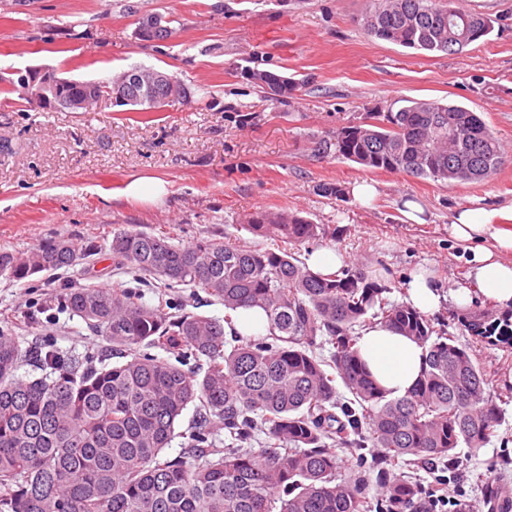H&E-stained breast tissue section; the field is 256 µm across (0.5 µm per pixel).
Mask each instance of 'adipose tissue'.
Masks as SVG:
<instances>
[{
  "mask_svg": "<svg viewBox=\"0 0 512 512\" xmlns=\"http://www.w3.org/2000/svg\"><path fill=\"white\" fill-rule=\"evenodd\" d=\"M502 214L512 219V206L501 211L465 209L453 217L452 236L477 244L468 285L451 293L457 306H469L476 292L505 305L512 303V229L499 224ZM359 348L374 378L394 394H404L414 386L422 370L423 353L410 338L376 326L362 331Z\"/></svg>",
  "mask_w": 512,
  "mask_h": 512,
  "instance_id": "ef3b65f1",
  "label": "adipose tissue"
}]
</instances>
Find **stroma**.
Masks as SVG:
<instances>
[{
    "instance_id": "35a3bbf8",
    "label": "stroma",
    "mask_w": 512,
    "mask_h": 512,
    "mask_svg": "<svg viewBox=\"0 0 512 512\" xmlns=\"http://www.w3.org/2000/svg\"><path fill=\"white\" fill-rule=\"evenodd\" d=\"M490 17L485 39L448 55L367 36L369 0H0V74L53 69L78 80H105L144 65L190 86L189 100L156 112L47 111L0 91V248L24 252L61 236L110 239L119 231L173 234L176 243L237 239L262 250L272 239L248 230L261 209H285L336 231L321 244L386 279L392 302L415 271L431 274L440 307L429 318L483 367L487 391L504 413L486 448L461 449L459 482L467 512L491 498H512V304L475 296L458 308L449 290L466 284L474 244L453 239L463 208L512 204V0H459ZM158 13L177 33L163 42L136 34L137 19ZM79 38H71V31ZM298 84L278 100L255 85L253 71ZM444 98L478 112L502 140L508 161L492 179L447 185L372 172L320 152L336 126L370 112H394L406 99ZM135 177L157 178L166 193L135 201L123 190ZM366 182V203L320 193ZM95 284L140 292L223 318L224 306L202 288H167L133 270H115L102 251L67 270L28 283L0 276V331L21 347L101 356L111 342L60 300Z\"/></svg>"
}]
</instances>
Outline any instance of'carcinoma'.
Listing matches in <instances>:
<instances>
[{"instance_id":"cac0c4a2","label":"carcinoma","mask_w":512,"mask_h":512,"mask_svg":"<svg viewBox=\"0 0 512 512\" xmlns=\"http://www.w3.org/2000/svg\"><path fill=\"white\" fill-rule=\"evenodd\" d=\"M368 36L427 53L453 54L488 36L491 20L455 0H372ZM142 87L126 73L107 81L61 88L42 105L97 104L100 89L147 104V91L169 103L154 69L136 66ZM255 84L280 82L276 96L293 94L285 75L257 72ZM338 159L372 171L430 178L450 185L485 180L505 163L502 143L478 113L438 99L406 101L396 112H374L330 133ZM255 233L275 240L260 251L235 240L172 243L170 233L112 235L117 266H130L167 288L194 285L224 304V321L142 295L98 286L77 288L63 302L112 342V362L65 360L49 349L23 353L0 334V512H368L360 472L338 477V448L380 449L386 488L380 508H413L422 487L396 467L404 462H457L462 447L477 452L496 437L502 409L486 395L480 363L417 309L389 300L390 287L354 264L315 272L296 246L329 234L286 210L256 211ZM102 250L49 238L23 253L0 251V273L16 280L75 266ZM241 308L268 319L260 340L234 332ZM381 325L411 337L425 354L422 372L403 395L380 386L366 370L356 328ZM231 332L234 341L226 339ZM329 345V356L316 353ZM159 348L176 362L140 347ZM200 361L185 370L189 358ZM41 375L23 379L25 359ZM352 399L343 402L337 386ZM194 423L182 437L183 456H167L183 413ZM220 423L240 443L259 429L264 445L215 448L208 428Z\"/></svg>"}]
</instances>
